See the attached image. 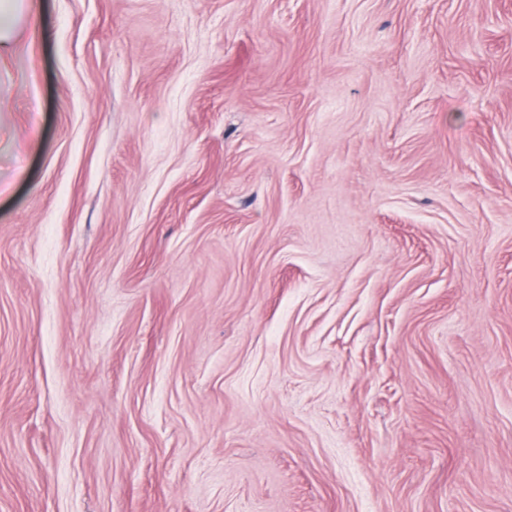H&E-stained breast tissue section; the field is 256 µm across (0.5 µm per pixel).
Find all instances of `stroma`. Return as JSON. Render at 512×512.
I'll return each instance as SVG.
<instances>
[{
    "label": "stroma",
    "instance_id": "obj_1",
    "mask_svg": "<svg viewBox=\"0 0 512 512\" xmlns=\"http://www.w3.org/2000/svg\"><path fill=\"white\" fill-rule=\"evenodd\" d=\"M39 3L0 512H512V0Z\"/></svg>",
    "mask_w": 512,
    "mask_h": 512
}]
</instances>
